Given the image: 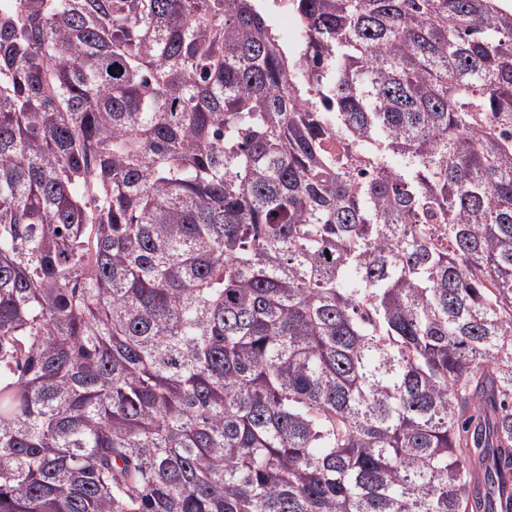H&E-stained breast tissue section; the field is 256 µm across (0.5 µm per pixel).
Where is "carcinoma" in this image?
<instances>
[{"mask_svg": "<svg viewBox=\"0 0 512 512\" xmlns=\"http://www.w3.org/2000/svg\"><path fill=\"white\" fill-rule=\"evenodd\" d=\"M0 11V512H512V5Z\"/></svg>", "mask_w": 512, "mask_h": 512, "instance_id": "cac0c4a2", "label": "carcinoma"}]
</instances>
